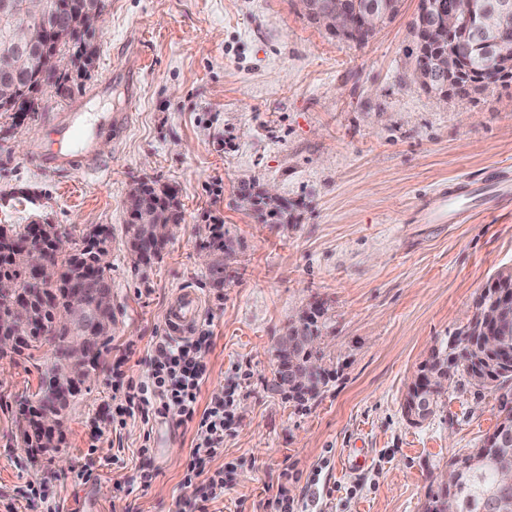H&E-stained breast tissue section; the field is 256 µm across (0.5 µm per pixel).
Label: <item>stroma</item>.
<instances>
[{"mask_svg":"<svg viewBox=\"0 0 512 512\" xmlns=\"http://www.w3.org/2000/svg\"><path fill=\"white\" fill-rule=\"evenodd\" d=\"M418 0L368 43L333 37L298 0H106L97 56L40 110L108 112L99 171L45 173L29 162L49 128L0 115V225L53 224L82 244L112 231L114 330L71 409L59 450L21 445L25 395L46 350L0 359V512H426L437 478L497 424L496 394L451 384L435 413L404 403L432 348L473 316L512 268V212L417 224L412 205L454 178L512 167V84L440 94L410 82ZM174 194L182 221L151 268L125 244L126 202L141 182ZM274 190L284 224L241 196ZM222 226L234 260L214 250ZM209 333L200 405L233 395L224 445L186 488L194 424L117 416L114 369L146 375L184 288ZM320 306L332 377L297 403L272 391V348ZM365 464L348 472L346 463ZM224 473V494L207 477ZM151 473L150 484L141 476Z\"/></svg>","mask_w":512,"mask_h":512,"instance_id":"35a3bbf8","label":"stroma"}]
</instances>
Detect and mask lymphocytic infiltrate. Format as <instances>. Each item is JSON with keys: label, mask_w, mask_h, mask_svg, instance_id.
Masks as SVG:
<instances>
[{"label": "lymphocytic infiltrate", "mask_w": 512, "mask_h": 512, "mask_svg": "<svg viewBox=\"0 0 512 512\" xmlns=\"http://www.w3.org/2000/svg\"><path fill=\"white\" fill-rule=\"evenodd\" d=\"M207 337L200 336L189 344L167 342L158 346L148 360L144 380L130 386L124 395L119 414H172L180 422L193 423L195 444L183 478V487L192 486L205 460L216 455L224 443V420L227 402L217 399L199 407L201 385L207 376L205 355Z\"/></svg>", "instance_id": "lymphocytic-infiltrate-1"}]
</instances>
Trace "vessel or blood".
Returning <instances> with one entry per match:
<instances>
[{
	"label": "vessel or blood",
	"mask_w": 512,
	"mask_h": 512,
	"mask_svg": "<svg viewBox=\"0 0 512 512\" xmlns=\"http://www.w3.org/2000/svg\"><path fill=\"white\" fill-rule=\"evenodd\" d=\"M48 125L58 146L41 149L33 160L45 172H55L79 165L98 168L95 154L97 139L112 126L108 112L68 110L51 113ZM512 210V173L490 170L478 177H461L452 186H440L421 194L414 207L419 224H461L476 213ZM201 310L198 294L183 289L171 304L167 329L174 339H183L193 331Z\"/></svg>",
	"instance_id": "b4317fda"
}]
</instances>
